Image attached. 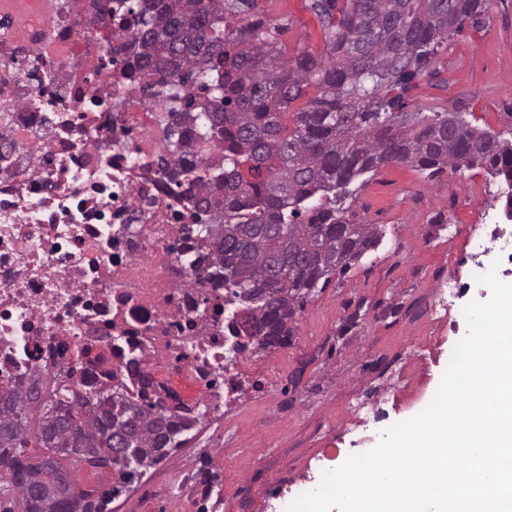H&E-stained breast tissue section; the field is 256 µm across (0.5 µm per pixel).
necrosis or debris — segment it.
I'll return each mask as SVG.
<instances>
[{
  "label": "necrosis or debris",
  "instance_id": "necrosis-or-debris-1",
  "mask_svg": "<svg viewBox=\"0 0 512 512\" xmlns=\"http://www.w3.org/2000/svg\"><path fill=\"white\" fill-rule=\"evenodd\" d=\"M106 0H0V398L17 387L168 405L199 392L223 414L239 329L224 268L198 226L224 150L167 147L206 104L156 94L141 45ZM478 273L512 263V231L469 240Z\"/></svg>",
  "mask_w": 512,
  "mask_h": 512
}]
</instances>
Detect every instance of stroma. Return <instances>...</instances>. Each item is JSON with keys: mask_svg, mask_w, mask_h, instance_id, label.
<instances>
[{"mask_svg": "<svg viewBox=\"0 0 512 512\" xmlns=\"http://www.w3.org/2000/svg\"><path fill=\"white\" fill-rule=\"evenodd\" d=\"M312 0H254L247 12L228 16L232 25L261 22L280 29L287 56L329 54ZM407 109L429 116L459 112L479 129L512 140V0H490L487 12L451 36L429 74L405 96ZM490 177L474 167L435 178L404 164H390L352 184L343 207L353 224L375 225L381 243L345 272L332 274L295 313L287 347L261 350L259 363L287 356L281 383L294 406L287 416L269 412L271 382L248 386L224 414L233 439L213 431L207 417L187 432V442L142 473L138 485H123L118 469L93 468L67 458L78 485L104 492L119 487L112 512H207L176 491L177 472L194 462L215 475L222 512H289L299 492L318 477L323 449H337L328 469L356 452L358 441L347 402L362 385L384 375L406 344H415L417 372L392 384L382 403L379 429L402 422L411 408L436 394L456 339L465 335V299L446 317L426 313L428 294L444 270L459 278L474 274L465 239L475 224L498 222L504 199L479 196Z\"/></svg>", "mask_w": 512, "mask_h": 512, "instance_id": "stroma-1", "label": "stroma"}]
</instances>
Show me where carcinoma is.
<instances>
[{
  "label": "carcinoma",
  "mask_w": 512,
  "mask_h": 512,
  "mask_svg": "<svg viewBox=\"0 0 512 512\" xmlns=\"http://www.w3.org/2000/svg\"><path fill=\"white\" fill-rule=\"evenodd\" d=\"M110 12L133 16L141 69L160 76L158 93L177 102L197 86L208 106L195 139L224 148V223L203 224L224 265V287L241 301L247 332L259 347L288 343L296 306L320 281L345 271L381 242L372 224H352L336 201L359 177L392 163L434 176L450 167L483 166L493 178L512 176V141L456 124L448 113L408 118L405 93L450 34L483 15L488 0H314L327 31L331 60L278 47L263 23L231 26L237 0H106ZM315 85L319 93L298 112L288 134L281 114ZM306 216V221L299 218ZM36 386L13 392L0 406V512H105L106 496L73 493L59 480L62 460L90 466L126 464L111 457L123 427L136 461L134 477L182 447L195 417L156 408L122 393L51 390L33 420ZM46 455L25 456L29 438Z\"/></svg>",
  "instance_id": "cac0c4a2"
}]
</instances>
